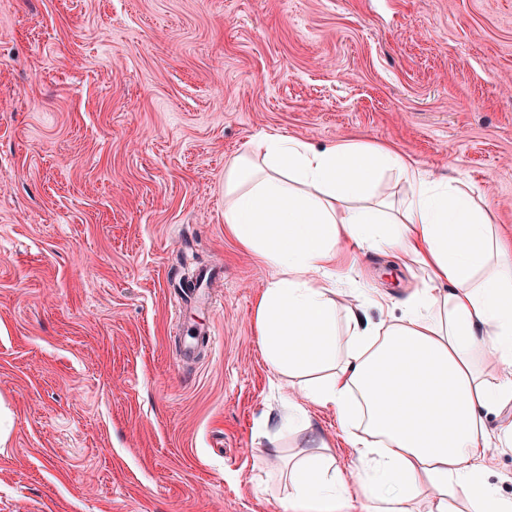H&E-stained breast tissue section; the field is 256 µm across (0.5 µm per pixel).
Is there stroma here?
I'll return each mask as SVG.
<instances>
[{
    "instance_id": "stroma-1",
    "label": "stroma",
    "mask_w": 512,
    "mask_h": 512,
    "mask_svg": "<svg viewBox=\"0 0 512 512\" xmlns=\"http://www.w3.org/2000/svg\"><path fill=\"white\" fill-rule=\"evenodd\" d=\"M276 132L390 144L512 237V0H0V512H282L310 446L268 445L271 271L224 232L225 159ZM424 279L368 251L337 302Z\"/></svg>"
}]
</instances>
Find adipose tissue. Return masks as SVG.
Returning <instances> with one entry per match:
<instances>
[{
    "label": "adipose tissue",
    "mask_w": 512,
    "mask_h": 512,
    "mask_svg": "<svg viewBox=\"0 0 512 512\" xmlns=\"http://www.w3.org/2000/svg\"><path fill=\"white\" fill-rule=\"evenodd\" d=\"M387 171L410 184L396 205L374 198ZM224 224L274 271L254 325L289 426L318 449L289 467L286 512H413L422 498L428 512H512L483 477L512 444V423L485 427L512 404V240L484 209L388 146L265 133L224 165ZM356 249L425 270L400 317L338 306V270ZM489 358L503 368L493 378ZM306 401L335 413L357 451L349 470L326 454Z\"/></svg>",
    "instance_id": "adipose-tissue-1"
}]
</instances>
